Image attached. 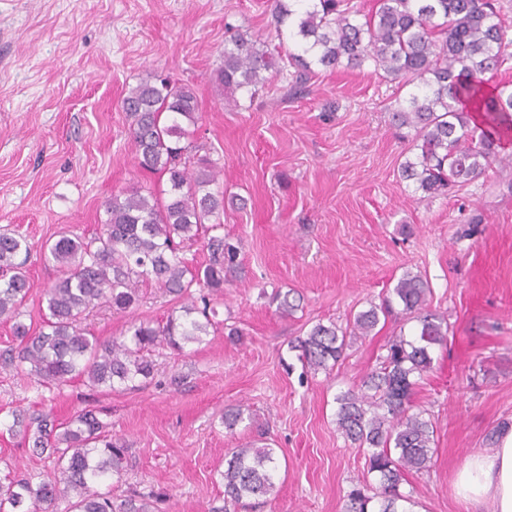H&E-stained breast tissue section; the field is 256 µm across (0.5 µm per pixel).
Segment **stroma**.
<instances>
[{"label": "stroma", "mask_w": 512, "mask_h": 512, "mask_svg": "<svg viewBox=\"0 0 512 512\" xmlns=\"http://www.w3.org/2000/svg\"><path fill=\"white\" fill-rule=\"evenodd\" d=\"M232 27L271 51L296 49L278 40L268 0H0V231L30 244L23 322L41 324L42 290L57 276L44 254L59 233L99 231L113 194L167 189L139 168L120 108L150 73L195 91L197 138L221 169L224 235L242 246V270L214 304L217 331L182 355L156 354L142 389L79 379L49 389L0 366V476L48 470L11 430L12 411L43 409L62 424L88 408L129 446L114 500L151 490L164 494L162 512H208L224 496L225 453L262 436L279 458L276 490L230 512H344L366 474L362 451L336 429L335 397L415 325L378 324L329 374L307 370L289 343L320 322L346 327L411 271L427 279L448 339L414 397L433 422L435 452L401 490L417 512H470L457 471L512 424V171L423 197L401 175L411 144L388 117L409 91L369 64L320 71L297 95L279 77L255 96L237 92L241 109L225 108L214 74ZM279 290L300 296L289 315ZM173 307L149 286L130 312L102 304L86 323L108 340L134 319L165 322ZM174 375L182 387L170 386ZM238 404L249 416L230 433L221 418Z\"/></svg>", "instance_id": "stroma-1"}]
</instances>
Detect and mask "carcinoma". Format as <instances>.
<instances>
[{
  "label": "carcinoma",
  "mask_w": 512,
  "mask_h": 512,
  "mask_svg": "<svg viewBox=\"0 0 512 512\" xmlns=\"http://www.w3.org/2000/svg\"><path fill=\"white\" fill-rule=\"evenodd\" d=\"M362 23L350 18V0H273L278 37L294 40L299 52L273 55L248 33L237 32L224 47L215 71L218 86L257 93L273 75L293 68L290 92L297 93L316 75L315 68L360 69L366 63L408 97L389 109L391 125L413 131L415 159L402 176L427 197L462 188L494 164L512 169L501 154L512 131V84L486 86L485 74L512 59V39L496 0H377ZM121 107L139 166L166 177V197L138 189L107 199L106 220L91 237L66 233L48 248L46 261L58 276L43 291L39 330L19 321L31 290L24 256L30 245L15 233H0V320L13 322L18 347L4 354L6 366L27 367L33 382L61 387L75 378L92 388L114 390L152 383V353L162 347L181 354L200 344L215 325L212 302L224 297V285L237 272L238 247L224 238V192L211 186L221 170L197 143L199 113L194 90L169 78L150 76L131 88ZM203 241L205 262L192 266L182 252L186 242ZM153 284L182 314L165 323L132 321L124 335L102 341L85 325L90 310L107 303L125 313ZM428 283L405 272L392 289L406 320L417 333L394 337L379 366L360 385L336 397V427L363 451L367 472L378 486H354L344 512H412L400 491L405 475L428 468L434 454V427L414 404L419 381L433 368V348L447 340V317L427 306ZM392 300V301H394ZM392 301L372 305L341 330L314 325L291 343L304 366L331 371L351 343L372 333ZM242 405L224 411V428L243 421ZM24 427L32 452L50 462L47 478L34 482L25 472L0 477V512H53L55 501L69 499L70 512H154L150 496L132 492L117 503L113 478H122L125 443L108 433L91 410L78 412L57 431L43 413H13L12 427ZM278 458L265 444L233 448L225 456L224 505L228 512L245 498L275 492Z\"/></svg>",
  "instance_id": "1"
}]
</instances>
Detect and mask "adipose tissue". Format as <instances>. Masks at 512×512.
I'll return each mask as SVG.
<instances>
[{"label": "adipose tissue", "mask_w": 512, "mask_h": 512, "mask_svg": "<svg viewBox=\"0 0 512 512\" xmlns=\"http://www.w3.org/2000/svg\"><path fill=\"white\" fill-rule=\"evenodd\" d=\"M456 491L467 504L489 512H512V428L499 434L494 448L471 456L458 470Z\"/></svg>", "instance_id": "1"}]
</instances>
